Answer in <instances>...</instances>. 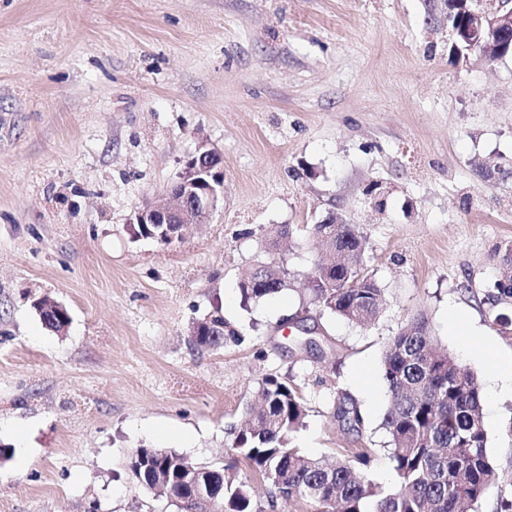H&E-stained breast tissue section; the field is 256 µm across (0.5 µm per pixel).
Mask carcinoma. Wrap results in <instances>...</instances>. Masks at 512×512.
<instances>
[{
  "label": "carcinoma",
  "instance_id": "1",
  "mask_svg": "<svg viewBox=\"0 0 512 512\" xmlns=\"http://www.w3.org/2000/svg\"><path fill=\"white\" fill-rule=\"evenodd\" d=\"M332 235L325 254L315 258L307 274L310 304L319 313L334 314L358 326L376 318L383 290L371 278L362 288L348 284L361 275L366 239L354 224H314ZM291 278L274 263L249 271L240 282L243 305L287 289ZM487 300L512 305V245L505 248L502 271ZM204 334L194 347L218 349L237 343L240 332L220 311L200 319ZM383 380L390 403L382 428L390 437V459L397 481L384 488L368 481L364 469L369 449L347 451L326 463L291 446V437L304 426L307 408L298 388L276 376L258 383V403L247 408L244 428L234 433V460L269 482L283 501L314 504L318 512H477L487 491L498 483L487 455L488 436L482 419L477 377L435 346L427 322L415 319L389 341L382 360ZM339 427L360 432L361 411L343 395L336 399ZM149 471L171 473L165 494L179 512H192L188 486L177 468L193 465L171 449L147 447ZM211 494L225 512H258L250 485L234 482L224 467H209Z\"/></svg>",
  "mask_w": 512,
  "mask_h": 512
}]
</instances>
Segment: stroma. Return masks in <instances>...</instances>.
<instances>
[{
  "instance_id": "obj_1",
  "label": "stroma",
  "mask_w": 512,
  "mask_h": 512,
  "mask_svg": "<svg viewBox=\"0 0 512 512\" xmlns=\"http://www.w3.org/2000/svg\"><path fill=\"white\" fill-rule=\"evenodd\" d=\"M203 144L223 159L216 209L171 243L133 238L134 208ZM488 161L512 165V57L455 60L425 0H0V512H178L129 477L143 445L234 465L266 506L269 484L228 448L269 375L308 409L294 446L370 449L367 480L393 485L381 361L419 316L484 390L500 486L478 512H498L512 396H490V362L448 320L512 356L485 301L512 179ZM332 212L366 237L362 270L384 290L365 328L305 314L310 228ZM276 259L290 289L243 309L241 276ZM43 298L68 309L65 333L43 326ZM216 310L241 341L195 349L192 322ZM295 316L331 352L291 349ZM341 392L360 432L336 425Z\"/></svg>"
}]
</instances>
